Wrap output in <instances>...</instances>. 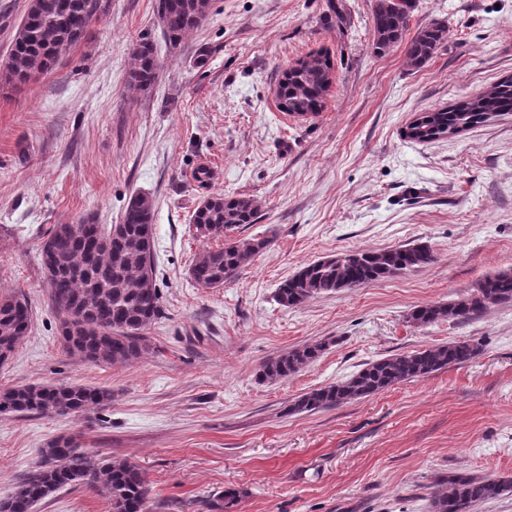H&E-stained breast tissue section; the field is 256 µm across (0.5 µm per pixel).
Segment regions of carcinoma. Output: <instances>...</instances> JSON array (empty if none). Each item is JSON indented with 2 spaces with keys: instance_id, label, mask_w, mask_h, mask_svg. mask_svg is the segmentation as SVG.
Listing matches in <instances>:
<instances>
[{
  "instance_id": "cac0c4a2",
  "label": "carcinoma",
  "mask_w": 512,
  "mask_h": 512,
  "mask_svg": "<svg viewBox=\"0 0 512 512\" xmlns=\"http://www.w3.org/2000/svg\"><path fill=\"white\" fill-rule=\"evenodd\" d=\"M104 0H30L17 28L8 61L0 65V84L21 88L56 68L59 56L82 40L91 23L104 13ZM416 0H377L373 14L375 49L385 53L403 40ZM210 0H158L157 14L165 42L175 48L207 18ZM448 28L432 25L410 42L412 66L423 65L446 38ZM333 64L324 53L308 55L282 72L276 94L288 111L315 113L329 91ZM159 63L154 44L142 41L132 53L127 86L145 92L157 81ZM512 112V77L490 90L455 105L425 112L409 125L408 138L428 142L457 134ZM257 206L243 197L214 194L195 209L191 224L205 226V239L221 237L256 220ZM154 207L146 196H134L122 223L105 231L88 220L53 225L41 245V266L52 307L60 318L67 353L103 364H123L152 349L146 330L161 314L160 292L153 262ZM260 238L227 239L224 246L205 249L190 268L201 288H220L268 246ZM431 260L428 246L358 249L303 266L276 289V301L296 307L319 294L366 286L410 272ZM512 303V270L489 275L466 296L448 303L415 307L408 321L416 327L438 321L465 320L491 307ZM27 295L18 290L0 295V364L15 353L30 326ZM327 343L315 342L288 350L263 363L260 377L282 381L316 361ZM480 348L452 341L364 364L350 378L299 396L290 411L335 408L380 393L391 386L428 377L473 360ZM112 400L108 389L85 384L25 385L0 392V416L30 413L67 417L99 408ZM72 485L89 486L106 496L110 512H146L150 489L145 476L125 460L95 462L72 437L51 439L41 461L0 500V512H32L51 494ZM431 512H472L473 506L512 493V477H491L454 471L424 486Z\"/></svg>"
}]
</instances>
